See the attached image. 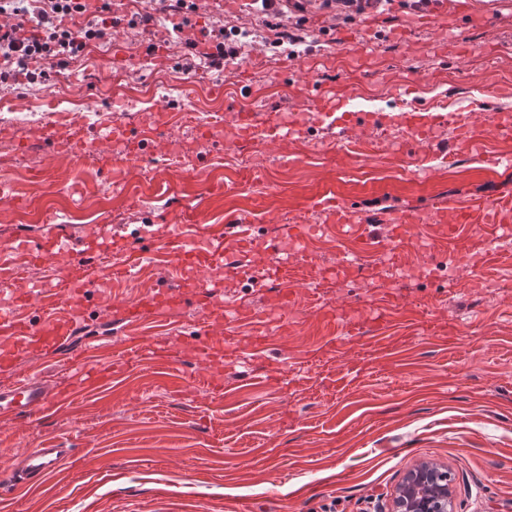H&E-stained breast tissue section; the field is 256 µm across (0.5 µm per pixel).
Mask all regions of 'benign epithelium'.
<instances>
[{"label":"benign epithelium","mask_w":512,"mask_h":512,"mask_svg":"<svg viewBox=\"0 0 512 512\" xmlns=\"http://www.w3.org/2000/svg\"><path fill=\"white\" fill-rule=\"evenodd\" d=\"M394 512H455L447 471L425 465L413 469L398 487Z\"/></svg>","instance_id":"benign-epithelium-1"}]
</instances>
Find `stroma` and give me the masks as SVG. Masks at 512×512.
<instances>
[{
  "mask_svg": "<svg viewBox=\"0 0 512 512\" xmlns=\"http://www.w3.org/2000/svg\"><path fill=\"white\" fill-rule=\"evenodd\" d=\"M151 0H120L125 20L107 41L88 43L65 68L45 65L26 91L36 119L15 122L18 101L0 89V244L26 248L0 267V302H21L43 316L41 284L74 258L30 253L71 224L114 248L91 252L108 270L149 257L142 279L103 278L94 296L67 294L65 310L84 314L72 346L89 347L91 363L114 365L111 382L79 395L39 422H0V467L30 447L69 448L61 473L32 485L0 512H391L398 486L424 461L452 474L456 512H512V255L487 257L468 226L426 223L438 201L467 202L512 191V136L496 132L473 104L476 89L497 90L512 114V0H447L448 24L425 29L403 0L359 19L309 9L302 54L274 52L270 32L244 0L213 9L195 0V29L218 25L247 32L236 58L217 72L187 68L167 21L151 32L131 26ZM164 47L142 59L144 43ZM341 93L361 123L342 136L310 128L296 140L268 144L241 137L237 113L281 108L306 112L310 94ZM427 114L464 112L481 147L459 145L453 166L429 148L455 141L436 126L409 151L397 128L375 138L374 113L391 115L400 99ZM221 112V125L182 123L187 109ZM160 129L145 155L106 168L113 143L72 157L67 145L37 143L43 121ZM347 209L337 222L319 201ZM205 227L246 219L259 269L265 248L284 227L294 256L288 307L271 306L275 277L252 286L227 264L178 263L167 245L176 220ZM401 220V237L388 235ZM357 268L339 274L343 254ZM455 282L441 275L451 261ZM202 280L224 285L229 312L191 335L194 313L174 307L122 332L107 327L106 305L147 289ZM334 327H324L322 314ZM264 336L254 351L255 336ZM153 343L157 355L130 358Z\"/></svg>",
  "mask_w": 512,
  "mask_h": 512,
  "instance_id": "35a3bbf8",
  "label": "stroma"
}]
</instances>
